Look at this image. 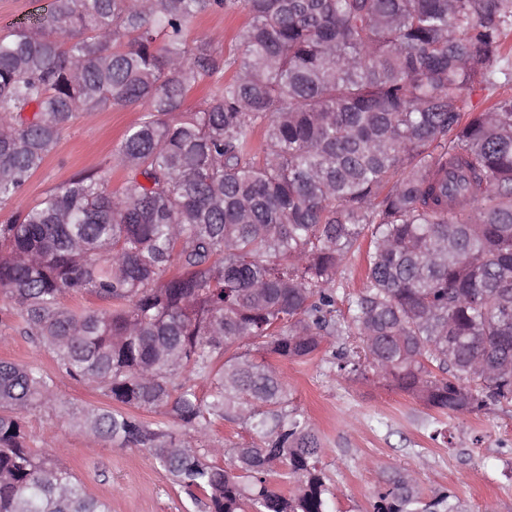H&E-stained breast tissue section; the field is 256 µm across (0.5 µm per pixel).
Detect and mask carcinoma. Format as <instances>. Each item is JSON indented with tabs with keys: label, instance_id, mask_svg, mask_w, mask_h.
Masks as SVG:
<instances>
[{
	"label": "carcinoma",
	"instance_id": "obj_1",
	"mask_svg": "<svg viewBox=\"0 0 512 512\" xmlns=\"http://www.w3.org/2000/svg\"><path fill=\"white\" fill-rule=\"evenodd\" d=\"M237 3L51 0L0 32V205L77 114L144 107L115 148L120 193L80 172L0 224V297L69 377L183 428L91 408L75 420L88 449H149L200 512H327L319 438L269 358L353 336L340 373L450 417L512 401V95L496 92L512 83V0H243L239 58L187 43ZM476 86L488 105L470 112ZM363 246L340 325L336 275ZM54 399L50 376L0 360V512H110L27 443L20 415ZM220 420L260 442L200 446ZM373 512L468 510L403 471Z\"/></svg>",
	"mask_w": 512,
	"mask_h": 512
}]
</instances>
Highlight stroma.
<instances>
[{
  "label": "stroma",
  "mask_w": 512,
  "mask_h": 512,
  "mask_svg": "<svg viewBox=\"0 0 512 512\" xmlns=\"http://www.w3.org/2000/svg\"><path fill=\"white\" fill-rule=\"evenodd\" d=\"M248 23L241 6L227 14L210 13L197 21L188 39L210 41L216 51L231 57L241 53L239 34ZM141 115L140 109L129 107L78 115L21 193L0 206V221L37 204L84 170L105 172L109 190L120 192L124 172L116 166L113 150ZM342 342V337L331 336L312 359L276 364L294 405L319 436L329 512H371L388 474L405 470L418 474L425 491L450 490L470 512H512V403L487 412L442 415L395 386L336 372L330 362ZM1 359L54 378L57 401L23 416L29 444L48 447L88 493L110 502L112 512H197L147 449L103 441L87 450L73 422L89 408H111V401L62 373L46 349L23 335L16 311L4 300ZM438 423L447 430V441L431 439Z\"/></svg>",
  "instance_id": "stroma-1"
}]
</instances>
